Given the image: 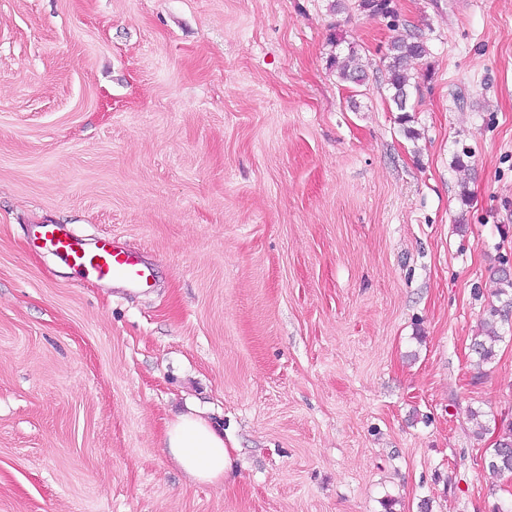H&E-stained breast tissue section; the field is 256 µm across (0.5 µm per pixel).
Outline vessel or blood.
Wrapping results in <instances>:
<instances>
[{
	"label": "vessel or blood",
	"instance_id": "vessel-or-blood-1",
	"mask_svg": "<svg viewBox=\"0 0 512 512\" xmlns=\"http://www.w3.org/2000/svg\"><path fill=\"white\" fill-rule=\"evenodd\" d=\"M32 238L80 275L119 283L128 289L147 286L153 275L152 265L105 236L89 238L60 224H38L32 230Z\"/></svg>",
	"mask_w": 512,
	"mask_h": 512
}]
</instances>
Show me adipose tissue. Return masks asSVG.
Here are the masks:
<instances>
[{"label":"adipose tissue","instance_id":"adipose-tissue-1","mask_svg":"<svg viewBox=\"0 0 512 512\" xmlns=\"http://www.w3.org/2000/svg\"><path fill=\"white\" fill-rule=\"evenodd\" d=\"M164 445L175 463L193 481L219 485L233 472L231 452L224 432L204 418L196 408L170 420L164 431Z\"/></svg>","mask_w":512,"mask_h":512}]
</instances>
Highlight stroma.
Returning a JSON list of instances; mask_svg holds the SVG:
<instances>
[{
	"instance_id": "1",
	"label": "stroma",
	"mask_w": 512,
	"mask_h": 512,
	"mask_svg": "<svg viewBox=\"0 0 512 512\" xmlns=\"http://www.w3.org/2000/svg\"><path fill=\"white\" fill-rule=\"evenodd\" d=\"M346 3L0 0V512L512 500L485 463L512 324L469 350L512 260V0ZM405 31L429 53L404 121ZM33 224L110 235L153 287L75 277ZM189 405L224 428V485L163 448ZM429 53L427 43L413 32H405L390 41L384 55V66L388 73L387 84L391 91L390 99L397 112L406 117L412 108L411 96L415 83L410 74V65L425 58ZM360 58L355 46L348 44L345 54L339 52L331 57L330 67L340 81L360 85L366 77V70L360 63Z\"/></svg>"
}]
</instances>
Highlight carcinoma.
Wrapping results in <instances>:
<instances>
[{"instance_id": "carcinoma-1", "label": "carcinoma", "mask_w": 512, "mask_h": 512, "mask_svg": "<svg viewBox=\"0 0 512 512\" xmlns=\"http://www.w3.org/2000/svg\"><path fill=\"white\" fill-rule=\"evenodd\" d=\"M358 7L371 16L391 18L395 15L393 0H359ZM428 54L427 43L413 32L400 34L390 41L384 63L388 73L390 99L396 111L407 113L412 108L411 96L415 84L412 83L410 65ZM330 67L338 79L345 83L359 85L366 77L360 55L353 46L347 47L344 54L339 52L333 55ZM495 296L497 303L491 304L488 309L485 335L475 337L471 343V351L476 357L475 365L479 367L494 359L497 342L502 340L497 324L507 321L512 314V274L503 268L499 271V288L495 289ZM487 467L496 475H512V425L499 433L497 442L489 449Z\"/></svg>"}]
</instances>
